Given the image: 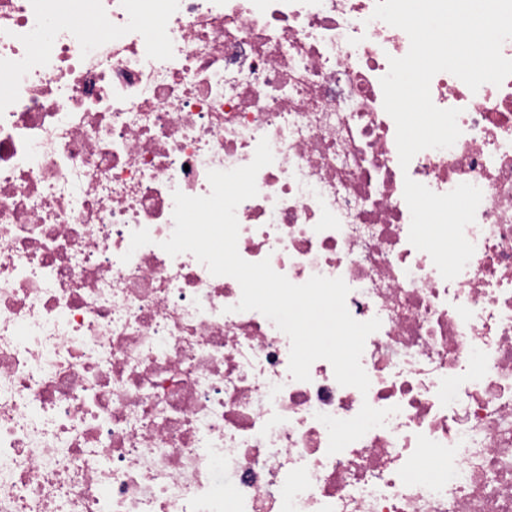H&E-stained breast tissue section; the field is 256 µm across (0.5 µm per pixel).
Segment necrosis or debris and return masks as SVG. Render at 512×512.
Segmentation results:
<instances>
[{
	"instance_id": "1",
	"label": "necrosis or debris",
	"mask_w": 512,
	"mask_h": 512,
	"mask_svg": "<svg viewBox=\"0 0 512 512\" xmlns=\"http://www.w3.org/2000/svg\"><path fill=\"white\" fill-rule=\"evenodd\" d=\"M0 0V512H512V76L401 168L381 79L408 35L376 0ZM274 160L237 248L340 278L381 327L367 393L161 247L174 191ZM482 200L453 280L409 241L404 180ZM390 409L328 454L318 419ZM435 472L413 476L417 461Z\"/></svg>"
}]
</instances>
